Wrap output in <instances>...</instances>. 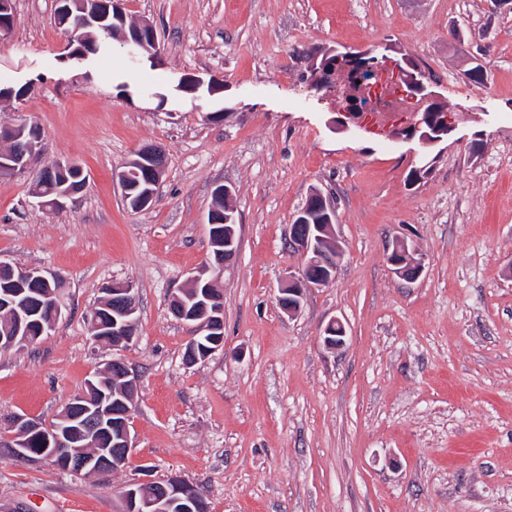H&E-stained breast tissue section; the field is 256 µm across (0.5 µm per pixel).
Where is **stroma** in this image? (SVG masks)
<instances>
[{"instance_id":"obj_1","label":"stroma","mask_w":512,"mask_h":512,"mask_svg":"<svg viewBox=\"0 0 512 512\" xmlns=\"http://www.w3.org/2000/svg\"><path fill=\"white\" fill-rule=\"evenodd\" d=\"M56 0H13L0 123L43 131L47 158L86 186L41 209L25 176L0 179V258L64 283L65 315L0 350V512H123L148 467L195 485L209 512H512V13L493 0H125L152 22L158 60L108 41L84 60ZM393 49L455 114L437 146L387 126L345 131L315 90L310 55ZM487 67L479 89L464 72ZM165 153L154 204L134 212L115 178L142 146ZM426 166L416 183L411 169ZM232 188L239 252L223 270L224 347L184 359L173 295L204 265L217 186ZM337 211L345 257L296 314L278 288L301 263L290 226L312 189ZM424 259L414 282L394 239ZM132 284L134 448L118 471L73 474L16 455L10 422L50 426L113 358L92 340L103 290ZM344 347L323 344L331 318ZM416 250L407 241L396 240L387 254V262L401 279L416 281L423 273L424 264L414 257Z\"/></svg>"}]
</instances>
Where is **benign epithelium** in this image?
<instances>
[{"instance_id":"7a95c632","label":"benign epithelium","mask_w":512,"mask_h":512,"mask_svg":"<svg viewBox=\"0 0 512 512\" xmlns=\"http://www.w3.org/2000/svg\"><path fill=\"white\" fill-rule=\"evenodd\" d=\"M71 4L72 0H57L56 18L61 20L62 24L72 22L79 28H96L101 35L108 38L112 36V31L103 26V23L112 13L118 16L125 14L124 0H77V15L74 14ZM123 42L135 55H147L152 59L158 56V35L151 24H137L135 29L131 30V34L124 35ZM373 70L376 76L383 72H397L406 82L407 88L402 91V95L410 107L409 114L415 117V120L405 125L400 130V135L406 138L417 136L425 145H435L443 141L448 135L452 119L424 115L429 106L437 104V100L427 92L425 76L421 69L409 64L405 57L396 59L383 55L374 60ZM367 89L368 86L362 83L356 89L349 85L336 88V111L340 115V127H363V121L350 114L351 104L348 97L365 96ZM0 142L8 145V148L0 151V178L22 173L32 174L31 196L37 200L39 207L64 209L82 190L80 184L70 185L64 180L65 173L75 169L74 164L43 159V153L40 152L43 135L36 125H1ZM137 155V162L152 169L156 182H161L165 172V165L161 162V150L145 146L137 151ZM56 178L61 179L60 188L57 189L56 197L47 201L40 193V185ZM304 215L306 209L302 208L296 215L297 222L290 225L288 240L289 247L301 257V264L288 274L279 288V305L289 314H295L300 310L306 290L325 288L335 281L344 258V250L335 225L307 224ZM216 225L217 220H209L208 237L210 245L224 247V260L207 261L198 274L192 277L193 286L205 284L203 300L190 309L180 296L173 298V315L180 321L192 325L197 335L204 331L213 332L224 322V309L219 306V300L214 297L211 287L227 263L235 258L239 247L237 225L226 224L222 230L216 228ZM414 254L413 246L404 240L395 241L387 254V262L393 272L408 282L420 278L424 269V264L416 259ZM0 274L7 278L6 284L9 285V288L5 289L3 300L0 301V315L15 322L14 335L1 336L0 344L4 342L12 347L30 345L35 339L29 336L26 330L32 311L21 298L24 288L29 283H39L52 289L55 300L52 301L47 324L41 327V332L47 334L63 313L64 303L60 302L63 283L52 274L38 269H18L4 259H0ZM106 295L121 298L125 303V308L112 317L110 343L113 352L111 365L119 371V379L123 381L124 397L113 400L104 393L95 398L81 393L79 401L66 403V409L61 414V420L73 423L75 427L52 435L29 418L15 417L11 427L18 435L16 448L20 455H27L28 440L38 436L45 445L39 455L80 473L116 471L127 463L134 448L129 421L133 411V394L137 379L120 357V352L126 350L134 339L136 295L134 288L128 283L110 285L106 288ZM345 338L344 323L339 319H332L324 329L325 346L330 349L339 348L344 345ZM166 483L167 486L161 487L159 481L152 478L151 474L144 473L138 481L131 483L122 491L124 512H169L176 504L179 505L181 512H194L199 497L195 487L177 476L167 478Z\"/></svg>"}]
</instances>
